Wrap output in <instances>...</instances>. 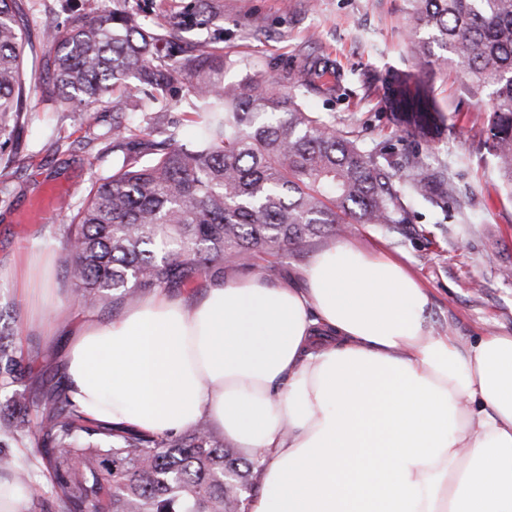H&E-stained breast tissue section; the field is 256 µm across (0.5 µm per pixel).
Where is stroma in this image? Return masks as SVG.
Instances as JSON below:
<instances>
[{"label": "stroma", "mask_w": 512, "mask_h": 512, "mask_svg": "<svg viewBox=\"0 0 512 512\" xmlns=\"http://www.w3.org/2000/svg\"><path fill=\"white\" fill-rule=\"evenodd\" d=\"M145 0H29L28 29L38 41L45 27L65 29L74 18L135 9ZM219 34L209 48L226 60L224 79L249 70L301 78L304 107L335 116L337 129L383 153L407 175V159L429 158L446 171L465 207L447 210L406 200L407 222L389 233L359 224L349 240L365 250L383 249L402 260L428 289L430 323L440 333L470 341L512 335V196L491 170L485 143L489 92L474 93L455 66L438 68L414 49L418 36L404 0H214ZM40 46L32 67L29 110L0 143V321L8 323L23 365L45 379L61 376L64 336L47 335L44 300L66 310L71 324L86 311L65 299L64 229L95 181L111 174L112 101L103 99L83 124L51 99ZM429 81L447 128L434 143L403 134L382 104L390 71ZM40 239L51 266L49 290L28 292L5 272L15 257Z\"/></svg>", "instance_id": "35a3bbf8"}]
</instances>
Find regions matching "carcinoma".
I'll return each instance as SVG.
<instances>
[{"instance_id":"obj_1","label":"carcinoma","mask_w":512,"mask_h":512,"mask_svg":"<svg viewBox=\"0 0 512 512\" xmlns=\"http://www.w3.org/2000/svg\"><path fill=\"white\" fill-rule=\"evenodd\" d=\"M407 3L414 30L427 35L417 42L419 53L430 58L431 44L439 45L472 89L491 90L488 150L512 194V0ZM27 7V0H0V135L27 111L26 62L36 55L22 24ZM215 18L211 0H196L195 17L167 15L152 28L135 13L114 10L42 32L54 52L47 62L53 99L78 120L111 92L117 108L136 91L170 108L180 72L197 76L189 137L173 125L132 153L127 139L155 117L143 112L132 127L125 112H115L117 169L92 186L65 230V277L83 309L132 305L153 290L222 279L228 263L284 255L355 224L397 232L406 223L401 196L444 209L455 195L454 183L427 162L412 160L402 181L388 159L304 110V84L296 78L286 90L268 74L226 84L224 63L196 43L178 66L154 58L160 41ZM386 94L407 136L441 137L446 117L424 80L396 73ZM27 378L13 333L0 324V387ZM34 407L40 420L33 426ZM27 440L33 458L22 465L10 447ZM260 459L241 461L205 422L171 436L90 421L59 382L40 385L36 404L22 390L0 409V476L28 491L29 512L47 495L54 512H246Z\"/></svg>"}]
</instances>
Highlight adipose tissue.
Segmentation results:
<instances>
[{
    "mask_svg": "<svg viewBox=\"0 0 512 512\" xmlns=\"http://www.w3.org/2000/svg\"><path fill=\"white\" fill-rule=\"evenodd\" d=\"M429 304L403 264L344 239L297 284L248 273L86 315L66 384L89 419L205 420L261 454L248 512H512V335L459 342Z\"/></svg>",
    "mask_w": 512,
    "mask_h": 512,
    "instance_id": "obj_1",
    "label": "adipose tissue"
}]
</instances>
